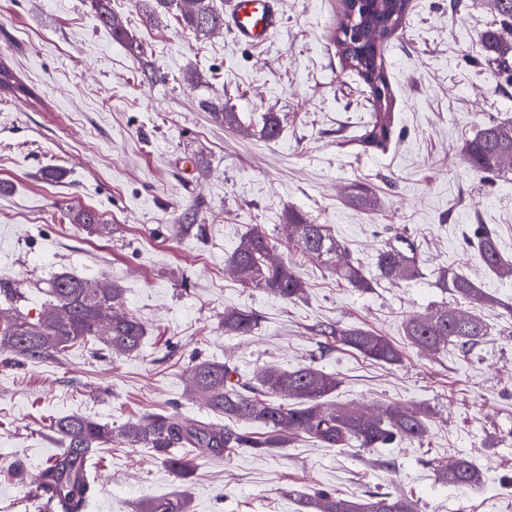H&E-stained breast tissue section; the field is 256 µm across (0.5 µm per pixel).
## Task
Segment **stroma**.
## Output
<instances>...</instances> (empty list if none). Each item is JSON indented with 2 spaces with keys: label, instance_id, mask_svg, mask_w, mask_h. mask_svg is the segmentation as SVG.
Segmentation results:
<instances>
[{
  "label": "stroma",
  "instance_id": "stroma-1",
  "mask_svg": "<svg viewBox=\"0 0 512 512\" xmlns=\"http://www.w3.org/2000/svg\"><path fill=\"white\" fill-rule=\"evenodd\" d=\"M280 27L261 46L227 32L194 34L175 9L111 0L129 40L113 38L92 0H0V58L32 97L0 96V279L18 283L37 315L53 276L118 284L146 332L138 354L97 341L52 360L0 353V512H44L36 476L63 443L51 423L78 414L120 429L171 414L223 425L187 387L194 360L249 380L263 366L312 363L335 374L328 400L426 411L419 440L384 448H323L299 436L260 454L197 453L186 483L162 455L120 439L104 445L88 512H137L142 499L185 494L192 512H305L326 491L412 497L419 512H512V280L487 269L478 227L512 260V172L484 176L461 147L484 125L512 119V70L492 63L482 34L499 28L491 0H410L383 44L394 120L386 149L365 147L374 120L368 86L333 40L342 0H278ZM235 113L226 124L201 100ZM281 131H259L267 114ZM60 172L48 181V169ZM374 201H350L354 187ZM95 210L106 232L71 223ZM326 225L349 260L376 270L386 244L412 247L416 278L351 288L288 242L289 211ZM261 228L307 284L284 302L244 286L225 261ZM488 295L474 304L438 285L441 271ZM445 304L478 315L488 334L471 352L412 345L406 322ZM258 316L244 336L225 311ZM361 326L387 338L397 364L374 362L321 336ZM469 458L475 490L439 483L434 465Z\"/></svg>",
  "mask_w": 512,
  "mask_h": 512
}]
</instances>
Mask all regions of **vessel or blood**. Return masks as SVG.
<instances>
[{
  "mask_svg": "<svg viewBox=\"0 0 512 512\" xmlns=\"http://www.w3.org/2000/svg\"><path fill=\"white\" fill-rule=\"evenodd\" d=\"M281 24L276 0H226L224 28L238 41L260 45Z\"/></svg>",
  "mask_w": 512,
  "mask_h": 512,
  "instance_id": "obj_1",
  "label": "vessel or blood"
}]
</instances>
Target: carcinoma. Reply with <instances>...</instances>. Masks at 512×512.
<instances>
[{
	"mask_svg": "<svg viewBox=\"0 0 512 512\" xmlns=\"http://www.w3.org/2000/svg\"><path fill=\"white\" fill-rule=\"evenodd\" d=\"M160 8L177 5L183 26L200 34L224 28V11L214 0H155ZM99 21L118 40L127 38L121 18L112 12L110 0H94ZM403 0L398 13L379 9L375 0L366 4L365 28L381 25L389 31L399 28L408 10ZM487 50L493 53L497 67L512 66V43L494 29L484 34ZM382 91L369 86L373 107L383 106L376 121L363 136L370 147L384 149L390 139L392 92L384 70H379ZM15 98L31 95L28 85L5 62L0 61V94ZM462 153L477 173L500 174L512 170V120L492 122L467 140ZM288 226L293 229L301 251L331 264L336 275L351 287L367 291L371 277L362 266L342 260V248L322 224H311L295 211L288 212ZM488 269L502 279H512V262L504 259L493 234L483 233L477 244ZM272 238L256 228L240 238L227 260L229 271L249 288H257L283 301L292 302L306 292V283L287 263L271 258ZM379 274L393 282L416 277L419 268L414 253L392 244L378 254ZM442 287L479 303L494 302L467 278L444 271ZM48 305L31 318L20 310L0 318V350L18 358L40 360L62 353L67 348L93 339L116 354L132 355L138 351L145 334L143 322L121 310L123 289L114 283L59 275L47 283ZM257 325V315L248 310L224 313V331L246 335ZM324 335L348 346L367 359L393 363L397 350L383 336L366 328L339 325L324 329ZM488 335L486 325L475 316H465L446 306L410 319L405 325L409 341L429 350L454 345L464 352L475 348ZM188 386L204 396L207 407L232 423L256 424L262 433L241 432L235 427H217L207 423L186 425L173 415L156 414L129 421L118 430V437L130 447L159 451L167 467L180 481L188 480L196 469L192 456L176 454L178 446L200 448L221 454L235 448L263 451L283 448L285 434L306 436L325 448H348L356 443L362 448H383L393 440L423 437L425 413L409 411L396 404L384 405L376 414L337 408L324 397L336 389V376L308 364L292 371L269 367L248 382H232L229 368L221 363L201 361L188 371ZM53 429L65 448L47 467L54 483L61 512H84L93 494L98 447L112 442V427L92 418L71 415L54 421ZM438 482L476 489L482 475L466 458L435 465ZM191 500L185 495L158 496L144 500L138 512H191ZM305 505L316 512H419L416 501L406 495L384 493L370 502H358L319 492Z\"/></svg>",
	"mask_w": 512,
	"mask_h": 512,
	"instance_id": "cac0c4a2",
	"label": "carcinoma"
}]
</instances>
